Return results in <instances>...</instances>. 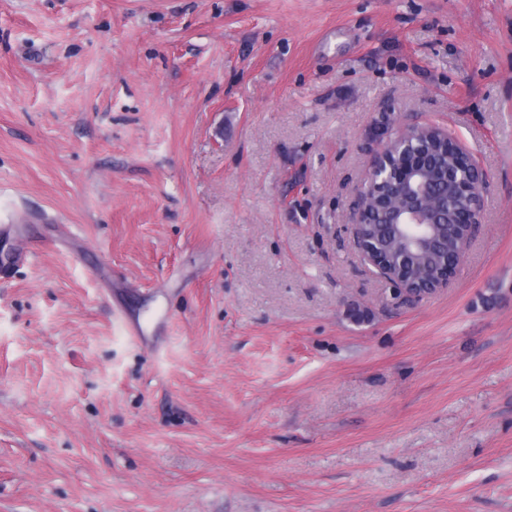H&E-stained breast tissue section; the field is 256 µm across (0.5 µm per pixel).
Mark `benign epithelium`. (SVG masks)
I'll return each mask as SVG.
<instances>
[{"label":"benign epithelium","instance_id":"obj_1","mask_svg":"<svg viewBox=\"0 0 512 512\" xmlns=\"http://www.w3.org/2000/svg\"><path fill=\"white\" fill-rule=\"evenodd\" d=\"M398 136L383 143L370 162L367 177L358 190L355 222L352 224V243L363 260L379 276L410 298L426 296L410 290L409 281L392 274L382 258L362 235V227L375 219H384L399 228L403 241L413 245L421 255L429 253L434 244L431 229L441 218L451 217L456 224L468 228V237L475 235L483 223V195L487 188L486 174L474 159L455 179V194L451 203L441 202L428 184L429 158L414 149L402 155L398 162L390 160V153L401 142Z\"/></svg>","mask_w":512,"mask_h":512}]
</instances>
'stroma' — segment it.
<instances>
[{
    "mask_svg": "<svg viewBox=\"0 0 512 512\" xmlns=\"http://www.w3.org/2000/svg\"><path fill=\"white\" fill-rule=\"evenodd\" d=\"M410 125L489 187L403 304ZM1 224L0 512H512V0H0ZM405 134L397 138L389 139L383 143L370 162L367 177L358 190L355 222L352 224V243L355 250L363 260L371 265L379 276L393 285L395 290L410 298H421L430 295L442 288H447L457 265L459 264L464 249L470 239L475 235L479 224L483 223V195L487 188L486 174L469 156L468 170L461 171L455 179V194L451 200L454 206L451 218L454 223L462 224L468 228V236L462 250L450 257L448 267L451 275L441 282L434 291L412 292L409 281L403 276L392 274L382 258L362 235L363 224L373 223L375 219H384L397 228L403 241L410 244L421 255H427L434 244L431 229L434 224H439L438 232L448 236V251L455 248L463 236V231L456 224L448 223V192L447 198L442 203L432 192L428 184L427 172L430 168L429 158L420 150L435 155L440 162L432 169L431 175L436 179L441 189L451 186L448 183V169L457 171L452 159L444 158L448 153V145L442 139L427 130L413 129L405 139V143L416 146L414 149L400 155L398 162L392 163L390 153L394 147L402 141ZM403 191V192H402ZM376 196V198H373ZM441 216L444 222H441ZM444 223V224H442ZM380 224H369L365 226L363 232L366 238L370 239L377 247H379L383 253L390 257L392 261L399 262L400 257H396L399 254L396 249L390 243V232L387 230L383 232Z\"/></svg>",
    "mask_w": 512,
    "mask_h": 512,
    "instance_id": "obj_1",
    "label": "stroma"
}]
</instances>
